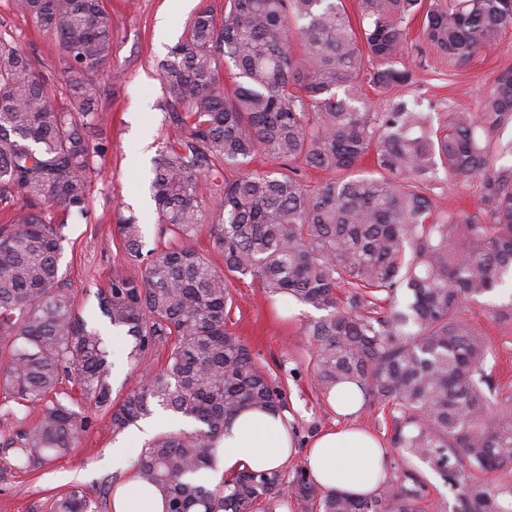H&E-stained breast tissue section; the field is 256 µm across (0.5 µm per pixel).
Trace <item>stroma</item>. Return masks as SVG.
<instances>
[{
    "label": "stroma",
    "mask_w": 512,
    "mask_h": 512,
    "mask_svg": "<svg viewBox=\"0 0 512 512\" xmlns=\"http://www.w3.org/2000/svg\"><path fill=\"white\" fill-rule=\"evenodd\" d=\"M112 14V57L92 76L99 98L98 134L105 152L92 175L88 197L90 222L68 223L63 234L61 267L68 288L79 306L89 309L98 289L107 287L115 272L127 266L117 234L120 219L135 216L143 224L147 243L157 236L154 208L142 207L148 195L151 160L171 136L169 115L160 108L165 96L160 65L183 36L187 22L198 12L224 14V0H104ZM13 36L28 51L35 69L49 77L56 104L68 106V59L52 31L37 26L21 14L14 0H0V35ZM412 81L396 91L369 90L376 111H388L395 100L420 99L433 121L446 120L449 112L476 110L503 70L512 68V26L505 29L494 50L478 53L467 65L448 68L423 44L418 30H411L402 59ZM442 209L468 214L482 207L483 181H469L437 189ZM237 308L234 331L257 357L267 362L286 394L291 425L299 443H306L331 427L337 415L326 401V391L314 383L308 369L310 345L302 327L314 312L296 300L264 298L258 281L234 278L231 285ZM512 299V279L467 313L475 329L486 335L491 350V372L499 400L512 403V322L495 318L499 304ZM73 400L93 418V428L66 456L49 462L43 475L11 469L4 445L14 435L13 416L0 414V512H41L49 489L82 485L95 500L98 512H113L110 483L127 480L134 456L112 460L115 436L108 429V413L83 400L70 388Z\"/></svg>",
    "instance_id": "35a3bbf8"
}]
</instances>
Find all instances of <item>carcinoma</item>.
<instances>
[{"label":"carcinoma","instance_id":"carcinoma-1","mask_svg":"<svg viewBox=\"0 0 512 512\" xmlns=\"http://www.w3.org/2000/svg\"><path fill=\"white\" fill-rule=\"evenodd\" d=\"M54 32L71 69L95 72L112 56V15L101 0H16ZM354 28L344 0H224V17L197 13L161 64L173 134L150 183L159 242L142 225H117L130 267L97 293L95 312L139 364L168 349L163 367L112 401V350L77 311L60 261L64 237L45 208L87 221L97 140L96 89L72 84L58 110L28 52L0 35V201L18 199L0 224V390L20 429L10 439L23 473L77 447L92 427L66 383L110 409L124 432L157 408L195 423L141 450L133 476L163 495V512H426L430 465L458 490L453 512H509L491 484L512 464V410L487 372L489 344L465 309L512 276V70L498 75L473 112L435 127L415 100L373 110L364 83L383 91L410 81L401 66L409 23L460 66L491 50L512 25V0H359ZM232 67L231 86L220 63ZM264 153L286 169H248ZM371 157L376 173L354 176ZM330 173L316 185L301 171ZM211 178L213 199L197 194ZM484 180L478 215L437 207L441 182ZM216 270L189 241L206 221ZM258 280L319 313L303 326L312 377L328 389L357 386L362 406L388 412L397 451L376 494L321 491L306 465L291 472L225 475L209 487L190 477L214 465L224 424L245 409L285 412L265 364L228 327L230 277ZM43 512H96L74 485Z\"/></svg>","mask_w":512,"mask_h":512}]
</instances>
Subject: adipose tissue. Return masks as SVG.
Listing matches in <instances>:
<instances>
[{"label":"adipose tissue","mask_w":512,"mask_h":512,"mask_svg":"<svg viewBox=\"0 0 512 512\" xmlns=\"http://www.w3.org/2000/svg\"><path fill=\"white\" fill-rule=\"evenodd\" d=\"M296 437L287 420L263 412L245 411L234 417L218 444L219 467L231 472L285 468L296 456ZM305 459L316 486L351 496L378 492L388 477L389 459L379 440L352 425L317 434ZM113 512H163L157 491L143 492L137 482L116 485Z\"/></svg>","instance_id":"adipose-tissue-1"}]
</instances>
